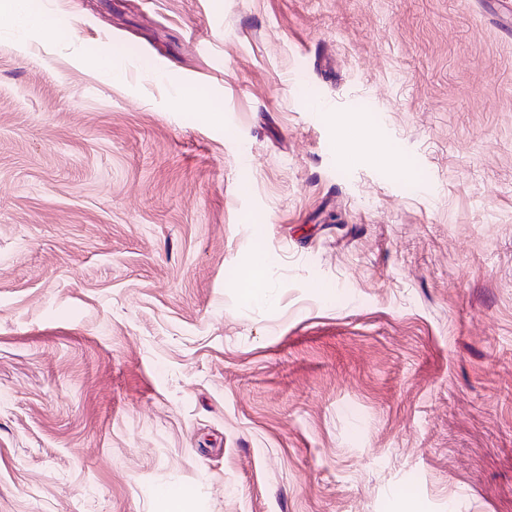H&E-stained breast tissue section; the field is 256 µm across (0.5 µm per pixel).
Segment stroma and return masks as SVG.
Masks as SVG:
<instances>
[{
    "label": "stroma",
    "mask_w": 512,
    "mask_h": 512,
    "mask_svg": "<svg viewBox=\"0 0 512 512\" xmlns=\"http://www.w3.org/2000/svg\"><path fill=\"white\" fill-rule=\"evenodd\" d=\"M31 7L0 512H512V0ZM272 262L268 257L258 256L254 261L250 274L245 280L242 292L252 299H270L268 283L272 277Z\"/></svg>",
    "instance_id": "stroma-1"
}]
</instances>
